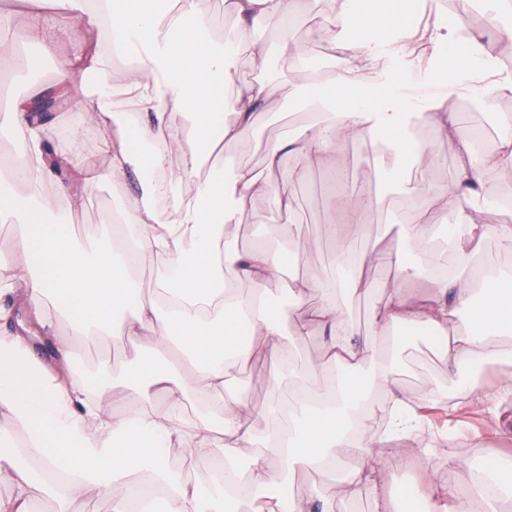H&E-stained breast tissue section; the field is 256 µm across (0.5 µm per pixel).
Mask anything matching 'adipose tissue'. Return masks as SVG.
Here are the masks:
<instances>
[{"label": "adipose tissue", "mask_w": 512, "mask_h": 512, "mask_svg": "<svg viewBox=\"0 0 512 512\" xmlns=\"http://www.w3.org/2000/svg\"><path fill=\"white\" fill-rule=\"evenodd\" d=\"M31 19L16 40L37 46L29 58L56 56V34L80 43L75 57L56 56V92L81 99L94 123L117 125L120 143L112 150V178L128 171L139 174V190L117 221L126 229L125 246L86 249L66 222L53 219L66 200L64 184L54 176V161L44 148L37 125L28 114L31 99L12 98L0 109V130L10 132L24 155L22 165L0 162V220L22 223L26 232L9 250L0 249V294L11 292L14 272L25 278L24 297L35 305H57L66 335L56 340L58 366H67L74 350L89 338L105 342L114 333L117 315L134 306L132 321L122 330L125 370L118 383L103 388L92 403L79 393L55 384L50 368L38 360L25 336L0 337V468L14 471L18 495L0 501V512H31L32 505L55 494L68 499L74 490L100 491L112 501V512H129L131 497L149 480L166 496L167 512H204L211 495L225 507L240 498L262 494L261 512H341L342 497L356 495L377 483L375 469L345 470L349 433H364L382 412L392 418L390 435H408L417 427L412 411L418 398L393 384L392 356L376 357L344 308L333 284L318 275L293 279L287 287L293 306H303L313 293L321 301L300 315L296 337L321 332L323 354L307 373L275 374L282 391L267 414H244L228 391L232 368L256 357L282 367L289 358L282 347L283 318L268 298L267 283L278 278L294 259L285 248L264 243L240 250L234 230L254 199H270L277 211L296 206L295 186L312 161L340 173L339 148L351 140L380 139L388 151L376 159L383 180H401L409 156L421 151L424 129L447 140L459 157L451 186L433 188L434 206L419 221L398 227L401 249L389 252L398 287L375 305L369 319L374 335L401 342V328L425 329L435 335L449 369L477 367L512 356L500 344L512 335V271L484 268L470 244L493 234L512 238V204L496 194L488 173L512 161V123H504L498 147L475 148L474 132L461 127L451 110L456 87L442 84L431 99L407 93V71L396 63L407 53L416 0H336L317 32L318 38L342 49L330 60L311 57L306 43H283L289 68L323 74L322 100L333 109L328 121H315L292 135L270 133L266 141L267 171L245 165L230 172L216 167L206 176L196 173L200 161L223 143H239L254 131L268 106L270 91L281 79L269 62L270 47L262 40L250 47L260 80L237 86L234 98L224 89L237 85L235 62L239 45L233 36L215 41L197 0H27ZM300 0H224L237 23L254 31L287 28ZM111 24L109 49L84 42L93 19ZM462 26L434 27L428 36L437 48L429 61L430 77L444 74L443 59L471 70L466 93L484 108L498 110L512 96V73L498 67L476 40L463 37ZM134 61L123 84L108 72L113 58ZM378 71L381 80L371 93L360 92L357 77ZM133 102L140 119L126 117L125 102ZM189 113L196 133L191 147L175 138L162 139L177 111ZM185 151L183 172H172L168 158ZM334 208L349 221V232L336 254V270L347 291L363 292V257L358 243L380 237L386 227L368 223V208L357 195L332 198ZM457 206L458 223L444 226L449 244L457 247L454 269L432 251V230L448 206ZM431 255L433 286L439 297L416 302L401 284L413 275L406 249ZM163 255L147 297H132L131 271L145 253ZM251 287L250 294L237 290ZM247 328L248 341L239 330ZM164 404L155 407L153 393ZM139 397L140 410L116 418L111 407L121 395ZM206 411L186 420V405ZM287 421L286 431L263 429L267 417ZM34 445L37 467L18 464L11 453L16 434ZM277 449L269 463L262 448ZM205 451L218 457L222 472L214 476L215 492L187 480L170 464L172 456ZM335 472L341 495L314 487L295 499L290 482L311 472Z\"/></svg>", "instance_id": "adipose-tissue-1"}]
</instances>
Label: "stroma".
<instances>
[{"label": "stroma", "mask_w": 512, "mask_h": 512, "mask_svg": "<svg viewBox=\"0 0 512 512\" xmlns=\"http://www.w3.org/2000/svg\"><path fill=\"white\" fill-rule=\"evenodd\" d=\"M310 95L307 74L289 72L287 81L272 90L269 110L261 116L253 134L241 143L219 146L220 157L238 156L257 171H265L264 143L268 130L281 126L297 131L313 121L315 111L304 104ZM453 110L463 126H485L482 146L488 151L496 148L498 113L484 111L465 96L456 98ZM75 128L80 131L83 148L96 150V186L88 191L81 182L68 181L69 195L80 201L69 219L80 244L88 248L106 246L112 242V226L104 221L103 215L128 205L137 190V178L131 173L124 182L113 183L112 156L100 151L99 146L105 140H118L119 131L114 126L105 128L88 122L84 112L75 105L51 113L45 123L46 139L52 147H59L62 135ZM377 150V145L361 140L343 146L341 164L350 173L349 186L365 194L377 189L373 165ZM457 163L447 141L436 137L431 138L428 150L415 158L413 166L407 169L406 180L410 187L421 190V209H429L432 204L426 186L448 185ZM328 178L322 168L309 167L305 180L295 189L298 208L293 214L282 213L268 219V201L260 197L252 203L237 230V244L246 250L259 241L279 245L281 225L289 222L299 225L303 244L297 260L281 278L269 282L271 298H281L287 284L296 277L318 273L331 281L336 278V252L346 228L344 219L329 203ZM364 283L371 288V295L344 300L350 317L359 325L377 304V290L397 285L393 269L373 258L367 261ZM393 357L397 367L395 385L406 393L422 395L424 404L440 407L446 424L436 433L423 430L404 439L373 442L368 455L356 448L349 450L343 457L346 468H365L373 457L380 467L387 469L389 477L378 486H365L356 496L346 499L345 512H376L382 497L406 494L416 501L432 492L449 498H467L474 505L473 512H482L483 504L473 489L476 473L484 470L490 460L500 467L512 466V396L497 393L499 380L505 374H512V362L487 363L474 374L461 368L452 372L437 341L421 332L409 335L394 350ZM75 365L82 370L79 385L84 396H95L98 379L122 372V344L117 340L97 344L93 353L79 354ZM274 372L272 361L256 359L250 367L241 368L233 375L230 387L242 401L244 412H262L274 400L271 383ZM447 437L452 443L441 451L446 466L439 469L423 448L426 443Z\"/></svg>", "instance_id": "1"}]
</instances>
